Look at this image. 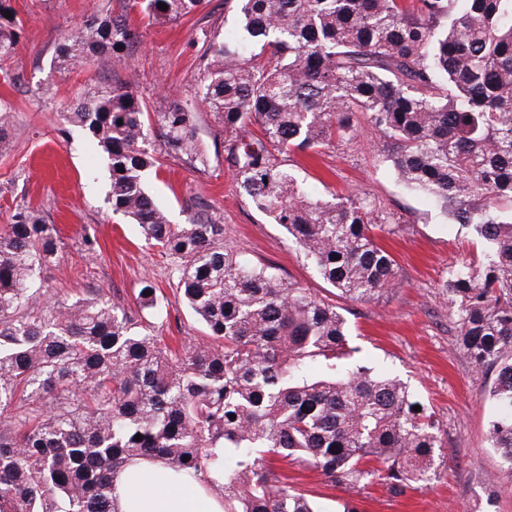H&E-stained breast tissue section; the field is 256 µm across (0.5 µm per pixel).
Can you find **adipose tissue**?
Masks as SVG:
<instances>
[{"label":"adipose tissue","mask_w":512,"mask_h":512,"mask_svg":"<svg viewBox=\"0 0 512 512\" xmlns=\"http://www.w3.org/2000/svg\"><path fill=\"white\" fill-rule=\"evenodd\" d=\"M117 512H224L220 484L185 483L159 460H140L114 478Z\"/></svg>","instance_id":"obj_1"}]
</instances>
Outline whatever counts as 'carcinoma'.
<instances>
[{"mask_svg":"<svg viewBox=\"0 0 512 512\" xmlns=\"http://www.w3.org/2000/svg\"><path fill=\"white\" fill-rule=\"evenodd\" d=\"M231 1L239 29L201 30V101L224 124L239 187L335 296L365 303L396 287L375 234L396 219L364 193L313 196L272 151L349 141L358 114L397 179L482 244V260L451 267L440 288L474 366L498 369L488 440L512 467V0ZM200 3L126 9L171 21ZM8 11L0 0L5 76L19 43ZM128 16L87 20L59 55L122 53L141 39ZM67 118L107 161L112 211L173 258L172 285L204 338L165 342L154 325L163 293L150 281L138 293L146 319L97 293L45 297L57 227L16 211L0 227V512H114L113 479L136 458L188 482L219 475L224 512H323L267 458L333 487L379 482L397 495L436 478L431 415L413 410L422 402L408 383L353 359L335 303L241 258L221 224L171 223L149 194L154 136L205 165L192 113L174 101L152 115L123 85L87 94Z\"/></svg>","mask_w":512,"mask_h":512,"instance_id":"cac0c4a2","label":"carcinoma"}]
</instances>
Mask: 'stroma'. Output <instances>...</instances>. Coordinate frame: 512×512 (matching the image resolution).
Here are the masks:
<instances>
[{
	"label": "stroma",
	"mask_w": 512,
	"mask_h": 512,
	"mask_svg": "<svg viewBox=\"0 0 512 512\" xmlns=\"http://www.w3.org/2000/svg\"><path fill=\"white\" fill-rule=\"evenodd\" d=\"M124 0H9L20 27V45L9 79L0 78V110L10 118L0 144V225L18 208L57 225L60 248L43 272L50 296L62 299L97 292L135 308L142 281L158 285L167 298L169 325L184 337L202 335L196 318L170 287L174 262L148 247L134 224L106 202L108 171L88 151L90 134L67 122L83 90L132 84L148 112L179 102L194 115L207 155L199 170L182 158L161 155L149 188L171 223L201 215L224 227V244L256 263L276 265L284 277L330 296L323 282L283 227L252 205L226 161L224 128L201 103L203 64L200 29L223 34L236 24L229 0H203L200 9L176 21L151 22L131 14L143 37L124 55L96 54L60 66L57 47L94 15H117ZM377 133L360 120L354 138L313 155L281 154L313 195L351 188L365 191L384 212L400 217L382 245L396 261L400 286L377 301L343 305L349 344L357 359L398 375L429 405L443 461L436 481L394 496L381 485L344 490L314 471L292 465L288 480L316 497L324 512L343 504L358 512H512V468L486 441L492 413L487 396L498 370L476 369L460 344L439 290L448 268L471 258L473 239L433 206L407 190L377 149ZM94 250H86L85 238Z\"/></svg>",
	"instance_id": "obj_1"
}]
</instances>
